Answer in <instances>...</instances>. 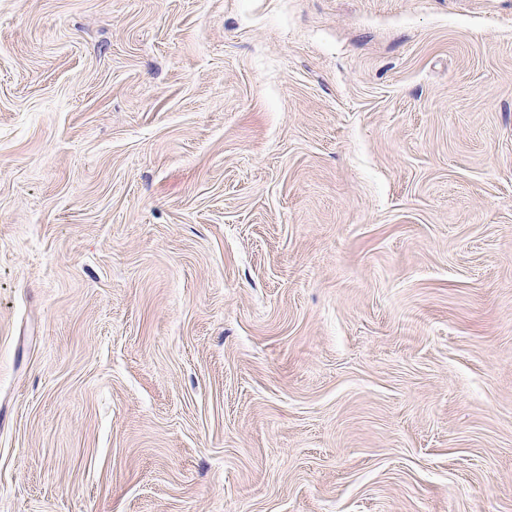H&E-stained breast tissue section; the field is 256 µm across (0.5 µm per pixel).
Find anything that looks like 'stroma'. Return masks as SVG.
Returning <instances> with one entry per match:
<instances>
[{
    "label": "stroma",
    "instance_id": "obj_1",
    "mask_svg": "<svg viewBox=\"0 0 512 512\" xmlns=\"http://www.w3.org/2000/svg\"><path fill=\"white\" fill-rule=\"evenodd\" d=\"M0 512H512V0H0Z\"/></svg>",
    "mask_w": 512,
    "mask_h": 512
}]
</instances>
